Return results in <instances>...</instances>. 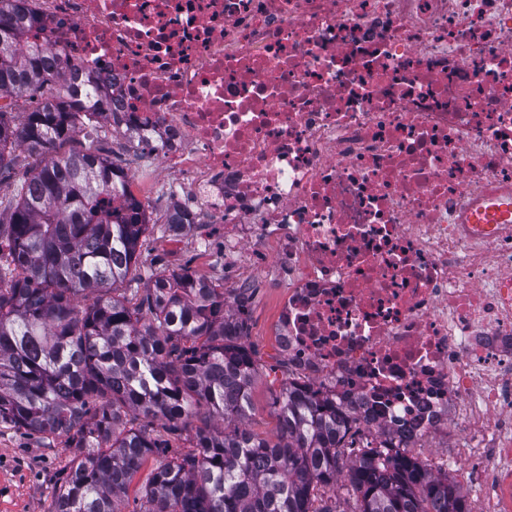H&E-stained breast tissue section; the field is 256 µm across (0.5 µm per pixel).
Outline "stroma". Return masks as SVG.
I'll return each mask as SVG.
<instances>
[{
    "instance_id": "stroma-1",
    "label": "stroma",
    "mask_w": 512,
    "mask_h": 512,
    "mask_svg": "<svg viewBox=\"0 0 512 512\" xmlns=\"http://www.w3.org/2000/svg\"><path fill=\"white\" fill-rule=\"evenodd\" d=\"M98 147L104 155L120 162L132 193L149 194V228L141 239L139 263L132 273L137 287H149L160 277L186 269L224 288H234L233 274L225 272L214 249L224 234L222 225L200 224L181 236L168 232L165 214L182 197L171 191L176 178L165 173L158 157L139 160L122 134L113 130ZM251 279L256 296L243 343L255 353L261 369L251 388L252 409L247 427L272 439L279 428L274 400L292 374L278 356L271 336L275 292L267 288L262 270H255ZM70 459L64 438L48 440L43 435L0 424V512H51L58 479Z\"/></svg>"
}]
</instances>
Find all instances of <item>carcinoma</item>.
<instances>
[{"label":"carcinoma","mask_w":512,"mask_h":512,"mask_svg":"<svg viewBox=\"0 0 512 512\" xmlns=\"http://www.w3.org/2000/svg\"><path fill=\"white\" fill-rule=\"evenodd\" d=\"M27 0H0V180L16 148L34 159L0 196V421L71 453L52 512H118L144 460L198 420L193 449L162 460L136 512H470L448 475L406 452L383 455L336 400L288 383L270 441L245 425L260 364L245 347L241 289L188 271L158 278L135 304L123 284L148 229L122 167L88 147L112 99L79 86L38 44ZM60 83L58 95L42 90ZM27 96L32 107L12 99ZM169 231L193 221L173 205Z\"/></svg>","instance_id":"carcinoma-1"}]
</instances>
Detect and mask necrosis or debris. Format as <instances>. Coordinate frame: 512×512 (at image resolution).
<instances>
[{
    "mask_svg": "<svg viewBox=\"0 0 512 512\" xmlns=\"http://www.w3.org/2000/svg\"><path fill=\"white\" fill-rule=\"evenodd\" d=\"M235 273L271 248L300 384L512 512V0H28Z\"/></svg>",
    "mask_w": 512,
    "mask_h": 512,
    "instance_id": "necrosis-or-debris-1",
    "label": "necrosis or debris"
}]
</instances>
